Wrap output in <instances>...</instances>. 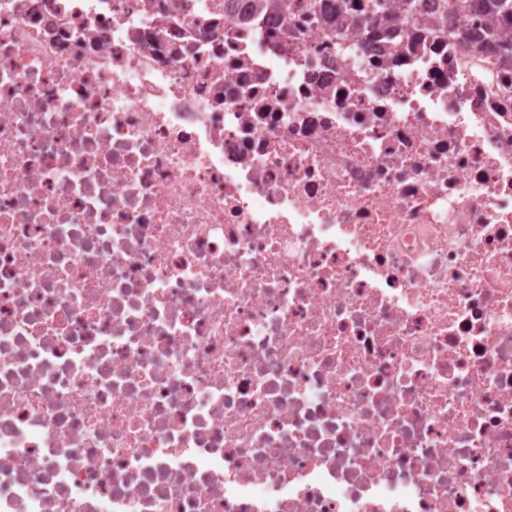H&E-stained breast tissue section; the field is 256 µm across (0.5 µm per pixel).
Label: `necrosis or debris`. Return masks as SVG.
<instances>
[{
  "instance_id": "necrosis-or-debris-1",
  "label": "necrosis or debris",
  "mask_w": 512,
  "mask_h": 512,
  "mask_svg": "<svg viewBox=\"0 0 512 512\" xmlns=\"http://www.w3.org/2000/svg\"><path fill=\"white\" fill-rule=\"evenodd\" d=\"M318 9L0 0V512H512V59Z\"/></svg>"
}]
</instances>
